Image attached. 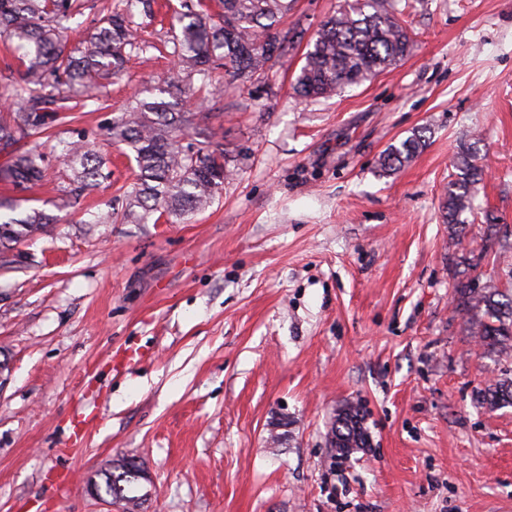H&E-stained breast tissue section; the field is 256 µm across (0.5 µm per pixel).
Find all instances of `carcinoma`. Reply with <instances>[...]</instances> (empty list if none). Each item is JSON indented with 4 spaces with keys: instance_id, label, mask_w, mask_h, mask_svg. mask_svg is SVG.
Here are the masks:
<instances>
[{
    "instance_id": "carcinoma-1",
    "label": "carcinoma",
    "mask_w": 512,
    "mask_h": 512,
    "mask_svg": "<svg viewBox=\"0 0 512 512\" xmlns=\"http://www.w3.org/2000/svg\"><path fill=\"white\" fill-rule=\"evenodd\" d=\"M141 0H126V11H110L94 31L74 47L67 33L81 14L79 0H0V38L17 42L23 50L21 76L0 84V103L9 102L0 115V152L9 155L0 167V181L21 191H32L44 178L45 153L41 135L53 115L65 123L74 96L88 108L97 105L103 81L119 72L130 58L146 51L139 26L131 19ZM397 0H349L328 16L307 45L305 62L296 77L297 96L310 102L329 98L358 85L405 60L411 38L397 19ZM293 0H180L175 11L179 33L174 54L177 79L158 80L149 95H135L128 110L112 118L105 136L122 145L135 162L136 178L125 194L122 217L134 224H157L183 219L209 207L224 182L232 176L224 148L210 140H188L202 113L185 108L196 98L194 81L209 84L214 98L221 84L210 79L212 70L224 69V82L259 76L288 55L302 40L304 30L279 25L292 10ZM426 146L424 130L391 145L380 160L381 169L394 172ZM59 162L62 181L57 191L63 199L87 195L111 176L107 160L95 144L84 139L65 142ZM457 179L448 184L443 219L460 238L479 181L480 168L467 152L457 162ZM56 222L43 208L31 207L18 217L0 219V251ZM457 300L473 312L472 333L482 348L507 353L512 350V294L496 286L481 290L465 283L455 288ZM486 405L512 404V379H502L484 392ZM336 455L349 458L348 449L365 448L369 435L364 416L349 406L332 428ZM95 489L137 512L148 493H139L145 480L141 466L122 458L102 473Z\"/></svg>"
}]
</instances>
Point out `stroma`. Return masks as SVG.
Masks as SVG:
<instances>
[{
    "mask_svg": "<svg viewBox=\"0 0 512 512\" xmlns=\"http://www.w3.org/2000/svg\"><path fill=\"white\" fill-rule=\"evenodd\" d=\"M409 2L383 74L299 102L300 42L210 100L197 131L234 175L177 223L89 221L123 210L135 165L103 129L173 76L169 23H144L105 109L70 114L112 177L71 207L50 176L31 204L57 223L0 255V512H123L90 485L121 457L149 476L140 512H512V407L483 402L512 354L477 347L454 299L462 276L512 289V0ZM464 150L483 171L458 240ZM349 404L370 446L340 460ZM424 130H417L411 136L402 140L399 145H391L380 160L381 169L386 172H394L402 164L412 158L418 151L426 146ZM457 179L448 184L443 203V219L452 229L453 234L460 239L465 234L468 217L479 181L480 168L476 160L463 151L457 162Z\"/></svg>",
    "mask_w": 512,
    "mask_h": 512,
    "instance_id": "35a3bbf8",
    "label": "stroma"
}]
</instances>
